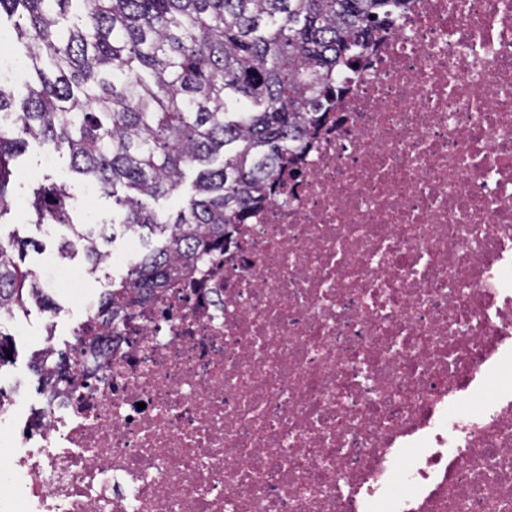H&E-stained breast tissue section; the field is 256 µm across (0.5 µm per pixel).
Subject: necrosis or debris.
<instances>
[{
	"mask_svg": "<svg viewBox=\"0 0 512 512\" xmlns=\"http://www.w3.org/2000/svg\"><path fill=\"white\" fill-rule=\"evenodd\" d=\"M298 165L115 322L10 512H512V0H412Z\"/></svg>",
	"mask_w": 512,
	"mask_h": 512,
	"instance_id": "1",
	"label": "necrosis or debris"
}]
</instances>
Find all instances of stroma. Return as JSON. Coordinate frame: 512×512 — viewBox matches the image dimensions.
<instances>
[{
  "instance_id": "obj_1",
  "label": "stroma",
  "mask_w": 512,
  "mask_h": 512,
  "mask_svg": "<svg viewBox=\"0 0 512 512\" xmlns=\"http://www.w3.org/2000/svg\"><path fill=\"white\" fill-rule=\"evenodd\" d=\"M52 184L66 186L71 198L69 214L73 223H87L93 216L107 220L112 217V199L104 193L85 198V205H78V198H84L86 184L71 172L67 152H58L49 161L45 158L43 144L29 142L25 153L15 162L12 204L7 213L0 216V234L38 241V249L28 250L25 259L27 267L38 271L57 264L60 235L50 226L34 224L29 203L34 188ZM108 249L118 255V262L95 271L91 270L83 253H76L68 260V267L78 271L82 280L78 283L63 280L51 285L50 292L57 304L54 314H47L32 304L27 312L15 317L17 329L11 335L14 358L11 364L0 367V391L19 402L17 423H24L27 416L45 401L38 377L30 366L34 354L49 344L60 350L68 349L75 341L73 329L83 314L77 304L78 297L83 294L93 298L103 296L114 282L120 281L128 266L146 253L148 243L120 233Z\"/></svg>"
}]
</instances>
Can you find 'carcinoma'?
Returning a JSON list of instances; mask_svg holds the SVG:
<instances>
[{
	"label": "carcinoma",
	"mask_w": 512,
	"mask_h": 512,
	"mask_svg": "<svg viewBox=\"0 0 512 512\" xmlns=\"http://www.w3.org/2000/svg\"><path fill=\"white\" fill-rule=\"evenodd\" d=\"M407 0H0L16 16L31 80L16 102L0 84V213L27 139L67 149L72 170L112 196L110 224H72L64 186L34 193L37 224H63L59 260L82 250L91 270L121 226L160 238L101 302L107 327L224 246L293 166L327 113L332 76L354 62ZM200 167L175 214L148 200ZM29 242L0 237V313L54 302L23 266ZM105 336H80L53 367L36 359L43 390L87 379L79 354Z\"/></svg>",
	"instance_id": "obj_1"
}]
</instances>
